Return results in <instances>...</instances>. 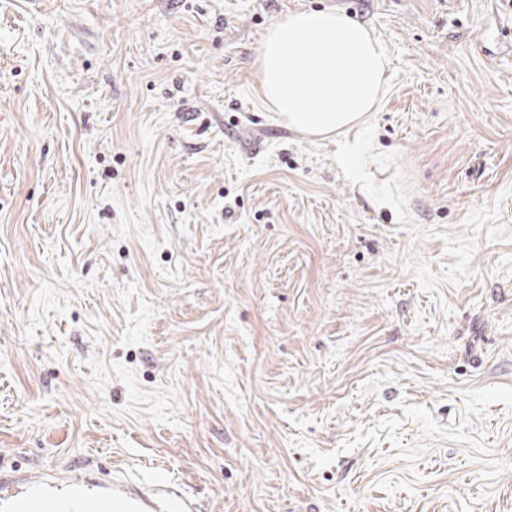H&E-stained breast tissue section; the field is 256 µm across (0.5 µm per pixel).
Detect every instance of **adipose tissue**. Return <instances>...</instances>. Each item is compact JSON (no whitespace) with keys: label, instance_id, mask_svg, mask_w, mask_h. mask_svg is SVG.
<instances>
[{"label":"adipose tissue","instance_id":"obj_1","mask_svg":"<svg viewBox=\"0 0 512 512\" xmlns=\"http://www.w3.org/2000/svg\"><path fill=\"white\" fill-rule=\"evenodd\" d=\"M388 66L384 44L365 24L338 10H303L267 31L261 95L298 132L342 136L340 164L358 179L362 144L347 135L380 104Z\"/></svg>","mask_w":512,"mask_h":512}]
</instances>
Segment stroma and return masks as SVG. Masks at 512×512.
I'll use <instances>...</instances> for the list:
<instances>
[{"label": "stroma", "instance_id": "1", "mask_svg": "<svg viewBox=\"0 0 512 512\" xmlns=\"http://www.w3.org/2000/svg\"><path fill=\"white\" fill-rule=\"evenodd\" d=\"M387 48L350 138L268 28ZM0 512H512V0H0ZM387 49L339 10L288 14L267 31L258 60L265 103L309 137H347L386 90ZM361 151L362 144L358 139L352 142L346 139L341 143L340 164L344 171L354 179H361L362 177V172L358 166ZM112 493L117 496H126L129 500L125 501L127 509L123 512H156L159 510V503L162 499L173 493L170 489H161L153 499H147L143 497L133 496L132 493L125 491L124 489L116 486L112 488Z\"/></svg>", "mask_w": 512, "mask_h": 512}]
</instances>
